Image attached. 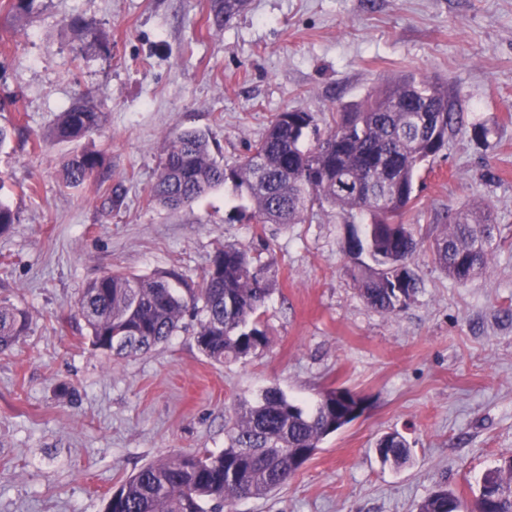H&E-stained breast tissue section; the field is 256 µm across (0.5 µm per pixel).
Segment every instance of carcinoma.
Wrapping results in <instances>:
<instances>
[{"mask_svg":"<svg viewBox=\"0 0 512 512\" xmlns=\"http://www.w3.org/2000/svg\"><path fill=\"white\" fill-rule=\"evenodd\" d=\"M243 8L244 0H213V23L224 26ZM459 119L448 86L414 73L386 79L360 103L336 112L333 126L322 133L310 112L276 114L265 136L234 167L214 157L201 133L167 139L150 198L176 210L229 181L250 200L257 224H302L316 204L365 214L370 222L362 234L345 241L350 277L368 305L392 315L414 301L420 288L412 264L423 241L405 220L417 197L418 171L441 153ZM105 121L101 105L87 97L60 114L49 137L77 141L100 131ZM309 130L316 135L312 148L303 146ZM102 165L99 154L74 155L66 184H84ZM497 232L490 203L465 206L431 241L433 261L466 282L487 269ZM274 277L246 248L227 244L216 251L197 288L174 271L150 278L108 271L83 289L78 310L92 345L102 351L146 353L190 316L198 321L196 342L208 359L237 361L268 346L260 309ZM28 319L25 310L0 302V353L24 335ZM367 408L364 398L331 389L306 411L269 388L258 402L236 405L224 450L158 457L112 493L106 512H233L236 503L287 484L326 436ZM376 447L384 463L403 466L411 459L409 443L397 431L382 435ZM482 481L469 512H512V457ZM462 508L459 497L440 488L417 512Z\"/></svg>","mask_w":512,"mask_h":512,"instance_id":"1","label":"carcinoma"}]
</instances>
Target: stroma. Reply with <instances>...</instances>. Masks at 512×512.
<instances>
[{
    "mask_svg": "<svg viewBox=\"0 0 512 512\" xmlns=\"http://www.w3.org/2000/svg\"><path fill=\"white\" fill-rule=\"evenodd\" d=\"M212 18V0H35L21 14L0 0V126L11 129L0 201L16 215L0 235V301L29 314L25 336L0 354V512H104L160 455L224 449L234 405L270 387L305 409L336 388L369 407L287 486L236 512H416L440 487L472 503L484 474L512 456V0H249L228 25ZM410 72L447 83L462 121L421 169L407 222L429 240L462 204L495 208L489 267L468 282L421 249L420 292L386 315L348 272L343 242L362 217L326 205L302 224H258L229 183L179 210L148 200L166 136L202 132L230 167L278 112L312 113L324 131ZM87 93L103 131L41 143ZM82 150L104 164L66 186L63 167ZM118 184L121 207L107 211ZM227 244L277 273L261 309L267 348L213 362L189 317L143 355L92 347L77 308L89 282L119 269L197 283ZM393 430L411 446L401 468L375 452Z\"/></svg>",
    "mask_w": 512,
    "mask_h": 512,
    "instance_id": "1",
    "label": "stroma"
}]
</instances>
